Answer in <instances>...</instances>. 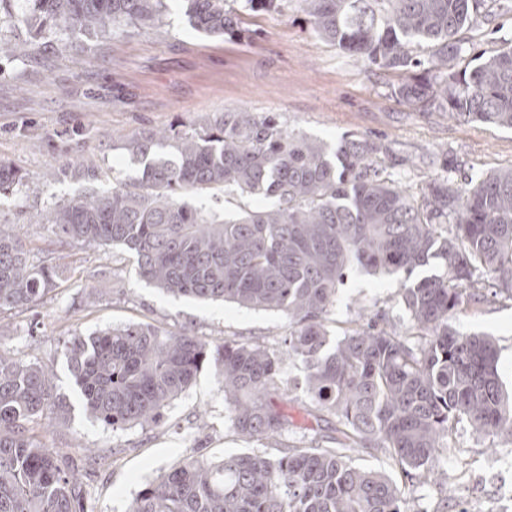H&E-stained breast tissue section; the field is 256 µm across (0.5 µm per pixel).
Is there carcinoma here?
<instances>
[{"label": "carcinoma", "mask_w": 512, "mask_h": 512, "mask_svg": "<svg viewBox=\"0 0 512 512\" xmlns=\"http://www.w3.org/2000/svg\"><path fill=\"white\" fill-rule=\"evenodd\" d=\"M314 30L341 52L402 74L391 96L421 112L512 129V42L470 64L459 34L491 21L488 0H297ZM0 0V60L28 58L63 36H134L158 27L166 0ZM191 27L242 38L238 0H183ZM120 149L138 171L98 191L97 164L58 165L90 185L37 213L62 242L121 247L141 279L175 296L283 313L288 358L304 372V410L336 418L333 448L301 444L281 456H191L132 499L127 512H407L406 490L440 468L461 424L512 440V392L487 336H465L456 315L480 299L486 279L512 297V166L458 186L432 180L415 193L382 166L390 148L344 134L330 150L286 130L270 112L219 113L192 132L175 126L132 134ZM0 162V197L23 184ZM232 188L262 205L225 218L191 206L188 193ZM432 260L444 272L414 278ZM352 269L393 278L412 332L399 336L362 317L331 338L327 318ZM56 257L30 262L19 235L0 225V313L36 305L61 287ZM67 353L86 414L120 428L158 423L163 411L215 359L224 423L244 441L282 435V404L294 387L282 358L259 345L209 342L144 323L74 337ZM51 383L36 365L0 353V512H87L86 486L66 454L32 423L52 419ZM377 448L403 481L360 466Z\"/></svg>", "instance_id": "obj_1"}]
</instances>
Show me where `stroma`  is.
Here are the masks:
<instances>
[{"label": "stroma", "mask_w": 512, "mask_h": 512, "mask_svg": "<svg viewBox=\"0 0 512 512\" xmlns=\"http://www.w3.org/2000/svg\"><path fill=\"white\" fill-rule=\"evenodd\" d=\"M500 4L492 22L465 32V58L512 39V0ZM243 19L248 38L208 37L190 27L181 0H168L158 29L88 39L77 48L43 50L0 65V161L28 180L0 199V220L15 224L31 260L54 254L67 281L37 305L0 315V351L50 376L61 414L34 431L47 447L70 457L90 492V512H126L142 488L183 458L242 452L273 457L279 444L245 442L225 427L224 388L212 363L170 403L161 425L115 429L92 422L66 354L73 337L148 323L215 345L229 338L282 352L288 322L276 312L166 294L138 276L122 248L63 246L50 226L24 223L25 213L77 192V183L53 177L54 167L93 160L112 178L125 159L118 147L125 136L174 123L190 131L215 113L241 110L278 113L287 130L330 146L347 133L387 140L393 147L388 173L415 191L436 178L461 182L512 166V129L398 103L390 94L394 75L323 40L296 0L279 10L245 12ZM483 294L479 311L457 316L454 325L495 339L499 373L511 391L512 297L489 287ZM363 308L384 317L389 330L408 333L393 279L349 273L329 315L330 329L346 326ZM511 445V439L491 440L458 427L439 481L410 491L411 512H496L501 486L512 474L490 468L462 483L460 463H491L498 449ZM458 482L459 492L453 489Z\"/></svg>", "instance_id": "obj_1"}]
</instances>
